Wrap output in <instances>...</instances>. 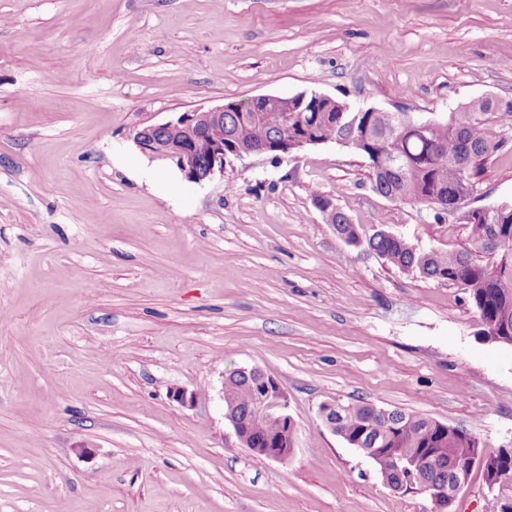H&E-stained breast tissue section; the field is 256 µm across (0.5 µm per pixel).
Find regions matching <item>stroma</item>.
<instances>
[{"label":"stroma","mask_w":512,"mask_h":512,"mask_svg":"<svg viewBox=\"0 0 512 512\" xmlns=\"http://www.w3.org/2000/svg\"><path fill=\"white\" fill-rule=\"evenodd\" d=\"M300 92L421 119L512 101V0H0V512H432L325 426L330 401L512 448V346L311 194L422 250L465 247V224L376 194L330 142L195 183L135 140ZM493 120L471 209L512 205V116ZM253 366L296 423L287 461L224 418L223 373Z\"/></svg>","instance_id":"stroma-1"}]
</instances>
